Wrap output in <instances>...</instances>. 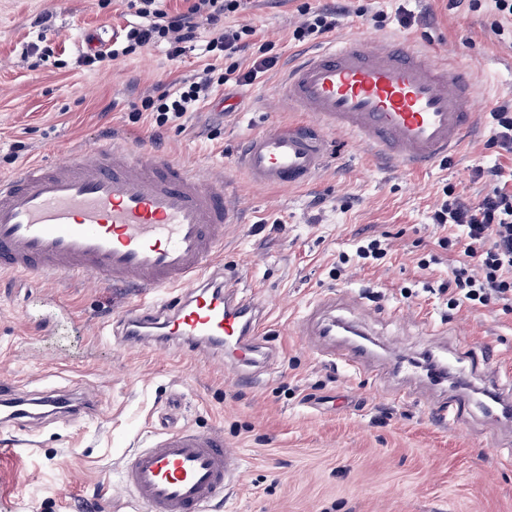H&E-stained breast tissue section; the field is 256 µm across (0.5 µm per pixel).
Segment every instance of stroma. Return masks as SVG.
Instances as JSON below:
<instances>
[{"label": "stroma", "instance_id": "1", "mask_svg": "<svg viewBox=\"0 0 512 512\" xmlns=\"http://www.w3.org/2000/svg\"><path fill=\"white\" fill-rule=\"evenodd\" d=\"M330 0H248L228 24L248 23L280 56L251 85L218 87L181 125L154 128L131 105L174 92L200 70L198 50L173 57L158 44L117 60L78 66L80 39L103 47L143 25L122 0H0V175L26 161L57 162L71 147L107 135L187 163L230 170L246 222L224 238L225 268L237 294L261 303L262 350L240 384L215 358L170 344L132 349L113 327L122 302L111 289L62 279L38 282L0 273V386L27 398L46 391L99 394L95 413L0 425V440L22 439L0 456V512H97L112 497L124 459L167 422L219 429L238 452L240 476L221 512H512V419L485 411L481 390L512 389V312L489 305L448 312L438 291L455 257L440 247L429 207L443 188L473 196L480 163L512 172V154L490 143L489 112L512 92V24L489 31L491 0L450 8L448 0H346L334 37L408 39L435 57L474 70L485 96L460 152L419 171L380 166L351 140L329 136L324 165L301 188H253L234 165L237 146L268 124L300 113L271 105L304 46L293 40L301 7ZM429 24H399L401 11ZM388 245L375 267L357 263L356 243ZM362 333L379 360L446 356L476 395L458 420H439L431 402L456 390L427 371L406 378L345 370L329 340L308 335L309 314ZM493 349L496 373L482 362ZM411 398H403V391Z\"/></svg>", "mask_w": 512, "mask_h": 512}]
</instances>
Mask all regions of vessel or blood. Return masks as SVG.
Wrapping results in <instances>:
<instances>
[{
	"instance_id": "vessel-or-blood-1",
	"label": "vessel or blood",
	"mask_w": 512,
	"mask_h": 512,
	"mask_svg": "<svg viewBox=\"0 0 512 512\" xmlns=\"http://www.w3.org/2000/svg\"><path fill=\"white\" fill-rule=\"evenodd\" d=\"M305 121L248 137L235 166L255 187L293 189L323 166L325 133L408 170L447 158L472 128L482 92L469 68L403 41L341 37L299 59L280 89ZM223 171L186 164L110 136L52 164L29 162L0 176V271L53 282L94 280L132 288L139 303L120 317L130 347L176 341L213 349L244 377L259 350L262 313L224 278V234L243 216ZM175 289L177 297L153 301ZM352 371L375 356L339 342L330 352ZM470 395L435 401L439 417L463 416ZM239 476L223 434L181 427L156 435L122 464L121 495L146 512H211Z\"/></svg>"
}]
</instances>
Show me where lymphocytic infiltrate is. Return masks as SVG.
Segmentation results:
<instances>
[{
  "instance_id": "obj_1",
  "label": "lymphocytic infiltrate",
  "mask_w": 512,
  "mask_h": 512,
  "mask_svg": "<svg viewBox=\"0 0 512 512\" xmlns=\"http://www.w3.org/2000/svg\"><path fill=\"white\" fill-rule=\"evenodd\" d=\"M242 0H190L186 10L169 12L161 0H127L129 9L145 17L146 25L130 28L124 50H112V57L166 40L173 55L195 49L200 26H208L211 38L206 52L220 51L228 65L218 71L206 64L191 80L175 92L142 100L156 127L162 128L194 111L211 95L214 86L235 83L252 84L273 69L279 58L272 44H254L255 31L247 25L230 26L226 19L237 13ZM477 178L484 187L476 197H467L444 189V197L435 201L432 221L440 229L455 226L462 233L456 239L461 257L448 275L445 289L452 310H473L501 304L512 311V190H506L500 167L477 166Z\"/></svg>"
}]
</instances>
